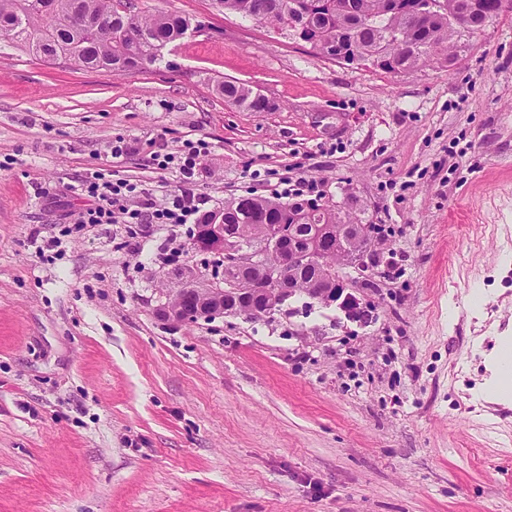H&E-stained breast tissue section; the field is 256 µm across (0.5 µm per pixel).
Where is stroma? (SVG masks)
Segmentation results:
<instances>
[{"instance_id":"obj_1","label":"stroma","mask_w":512,"mask_h":512,"mask_svg":"<svg viewBox=\"0 0 512 512\" xmlns=\"http://www.w3.org/2000/svg\"><path fill=\"white\" fill-rule=\"evenodd\" d=\"M135 2L201 28L126 72L0 39V512H512V405L474 394L512 322V11L454 68L393 74L217 0ZM200 140L192 183L155 164ZM94 174L210 211L312 179L392 229L387 263L355 317L172 324L189 225L74 232ZM218 91L224 99L251 112H264L268 108L266 99L259 100L252 97V90L243 84L225 81L218 85Z\"/></svg>"}]
</instances>
